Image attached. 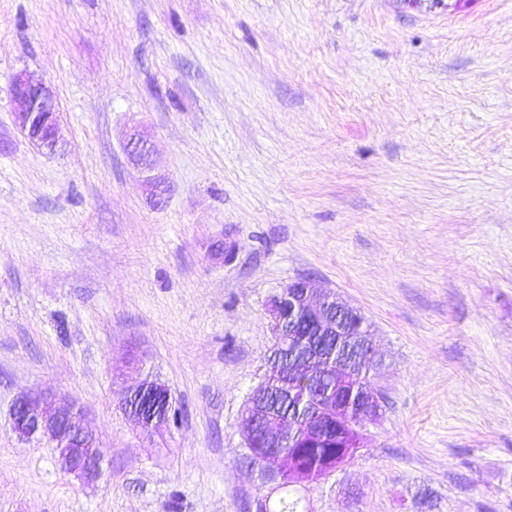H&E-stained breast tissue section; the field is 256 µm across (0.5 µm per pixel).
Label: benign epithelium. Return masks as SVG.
Wrapping results in <instances>:
<instances>
[{
    "mask_svg": "<svg viewBox=\"0 0 512 512\" xmlns=\"http://www.w3.org/2000/svg\"><path fill=\"white\" fill-rule=\"evenodd\" d=\"M11 91L19 104L18 112L14 113L19 131L40 150L54 153L59 143V109L50 87L42 79L22 71L14 76ZM125 150L134 166L145 172L153 170L152 147L144 134L135 129L130 131L126 136ZM268 313L272 335L277 342L286 335V319L292 318L314 329L320 336L336 338L338 345L345 338H356L367 350L366 366L374 371L382 366V359L371 344L372 333L364 315L334 294L317 293L305 279L289 284L287 289L273 296ZM276 375L288 382V390L292 394L297 392L296 378L299 376L305 384L313 383L318 377L328 381L322 395L325 408L336 410L338 415L349 414L361 424L374 421L381 415V396L373 389L365 388L353 399L346 397L354 375L342 362L336 363L335 370L329 371L317 368L316 356H305L288 361L283 369L276 371ZM146 392L172 403L169 389L155 381H145L127 391L123 398L124 411L143 431L166 421L164 417L148 418L131 405L132 400ZM266 393L267 381L264 380L247 400L242 431L245 442L258 439L264 443V473L275 476L292 467V462L278 451L288 429V421L272 419L264 403ZM10 421L20 439L50 443L66 472L86 480L102 475L105 454L95 434L83 425L76 405L59 406L50 393L38 401L19 396L11 405Z\"/></svg>",
    "mask_w": 512,
    "mask_h": 512,
    "instance_id": "obj_1",
    "label": "benign epithelium"
}]
</instances>
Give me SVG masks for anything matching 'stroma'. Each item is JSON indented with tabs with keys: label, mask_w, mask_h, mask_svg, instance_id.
Returning <instances> with one entry per match:
<instances>
[{
	"label": "stroma",
	"mask_w": 512,
	"mask_h": 512,
	"mask_svg": "<svg viewBox=\"0 0 512 512\" xmlns=\"http://www.w3.org/2000/svg\"><path fill=\"white\" fill-rule=\"evenodd\" d=\"M301 278L369 320L386 402L300 512H512V0H0V512H279L239 419ZM146 380L179 413L149 433ZM48 390L100 480L12 430ZM11 91L19 104L14 114L19 131L40 150L54 153L59 143V109L50 87L22 71L14 76ZM126 154L130 162L144 172L153 170V153L149 139L138 130H131L126 136ZM148 391L152 395H156L168 403V412L165 417L146 418L143 413L135 409L134 405H131L132 400L138 399L141 395L147 393ZM123 406L127 416L137 428L143 431H149L168 419L172 407V398L169 389L165 385L155 381H145L126 392L123 398Z\"/></svg>",
	"instance_id": "stroma-1"
}]
</instances>
